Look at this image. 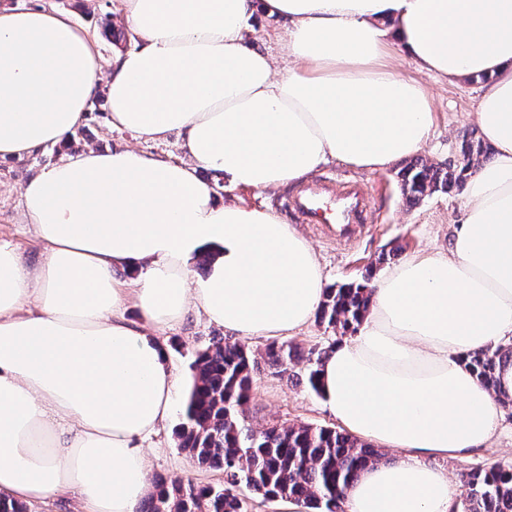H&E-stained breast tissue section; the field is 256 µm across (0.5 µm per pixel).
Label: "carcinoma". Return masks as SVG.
<instances>
[{"label": "carcinoma", "mask_w": 512, "mask_h": 512, "mask_svg": "<svg viewBox=\"0 0 512 512\" xmlns=\"http://www.w3.org/2000/svg\"><path fill=\"white\" fill-rule=\"evenodd\" d=\"M481 153V145L465 137L453 161L432 164L417 158L406 163L397 173L402 196L416 204L435 192L462 187L465 162ZM372 278L368 269L359 280L327 288L318 321L342 337L355 332L369 308ZM499 357L486 350L466 361L489 391L496 390ZM297 358L292 344L272 342L259 359L240 340L224 336L196 351L178 447L198 465L223 472L224 487L214 491L190 480H155L140 512H247L248 501L239 493L243 485L266 501L289 499L310 512H345V490L363 468L380 461L376 448L330 427L254 430L245 424L244 406L260 365L283 374ZM465 482L469 493L462 512H512V465L471 471Z\"/></svg>", "instance_id": "obj_1"}]
</instances>
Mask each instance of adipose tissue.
Returning <instances> with one entry per match:
<instances>
[{"label": "adipose tissue", "instance_id": "ef3b65f1", "mask_svg": "<svg viewBox=\"0 0 512 512\" xmlns=\"http://www.w3.org/2000/svg\"><path fill=\"white\" fill-rule=\"evenodd\" d=\"M136 42L103 60L97 36L47 7L0 10V159L65 143L108 72L107 122L184 158L137 149L66 154L21 190L37 264L0 244V493L74 512H138L143 443L170 420L182 377L160 335L190 314L241 337H292L327 281L295 225L219 197L298 182L342 162L376 171L433 134L431 94L395 60L481 80L474 114L494 148L464 187L447 250L406 256L372 283L355 336L320 366L323 402L350 435L398 456L364 469L346 512H455L442 459L485 447L512 396V358L489 393L473 353L512 347V0H120ZM286 19L284 68L248 39ZM213 262L203 278L191 265ZM137 272L135 281L122 272ZM136 306L139 319L127 318Z\"/></svg>", "mask_w": 512, "mask_h": 512}]
</instances>
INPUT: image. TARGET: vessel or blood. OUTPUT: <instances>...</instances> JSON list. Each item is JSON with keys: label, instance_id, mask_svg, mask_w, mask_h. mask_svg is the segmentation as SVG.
<instances>
[{"label": "vessel or blood", "instance_id": "obj_1", "mask_svg": "<svg viewBox=\"0 0 512 512\" xmlns=\"http://www.w3.org/2000/svg\"><path fill=\"white\" fill-rule=\"evenodd\" d=\"M282 206L310 230L351 243L367 229L371 196L359 183L336 185L325 178L299 186L283 199Z\"/></svg>", "mask_w": 512, "mask_h": 512}]
</instances>
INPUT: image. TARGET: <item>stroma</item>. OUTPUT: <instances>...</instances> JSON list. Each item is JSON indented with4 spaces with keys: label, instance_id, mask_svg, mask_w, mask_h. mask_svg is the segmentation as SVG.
I'll return each instance as SVG.
<instances>
[{
    "label": "stroma",
    "instance_id": "1",
    "mask_svg": "<svg viewBox=\"0 0 512 512\" xmlns=\"http://www.w3.org/2000/svg\"><path fill=\"white\" fill-rule=\"evenodd\" d=\"M47 3L70 14L77 23L95 33L108 23L119 32L127 29L115 12L118 0H47ZM396 68L402 76L419 79L432 94L435 128L432 138L420 152L423 159L434 163L447 162L457 156L462 137L481 139L482 134L472 117L477 108L479 82L467 80L451 85L434 74L418 71L407 60L398 61ZM91 107L85 125L63 148L50 147L30 156L0 161V244L17 248L29 263L38 261L40 247L27 225L20 222L21 189L29 179L57 160L61 152L133 147L171 159L183 155L178 134H171L158 142L109 129L104 95H97ZM398 170V165L394 164L366 172L337 162L319 168L318 173L322 176L360 180L369 188L372 199L369 230L355 242L339 244L327 237L309 235L308 240L329 284L360 279L364 269L370 265L382 272L410 253L428 248H447L460 216L461 190L438 192L409 206L405 204L397 182ZM214 182L218 194L224 199L275 211L281 208V198L293 191L289 185L271 190L240 189L231 186L220 175ZM221 332V326L192 315L178 327L163 332L162 338L171 360L187 377L191 374L194 351L208 346L211 339ZM338 339V334L316 320L299 335L291 337L290 342L298 347L300 358L289 366L287 373L280 375L264 367L256 374L246 407L248 425L256 430L273 425L335 426V418L324 406L321 395L309 388L306 375L311 360L320 357ZM180 422V416H173L157 436L145 442L151 477L190 480L202 485L222 484V472L199 467L178 448L175 432ZM493 464L512 465L510 407L503 408L501 426L489 447L441 462L453 481L458 483L471 469Z\"/></svg>",
    "mask_w": 512,
    "mask_h": 512
}]
</instances>
